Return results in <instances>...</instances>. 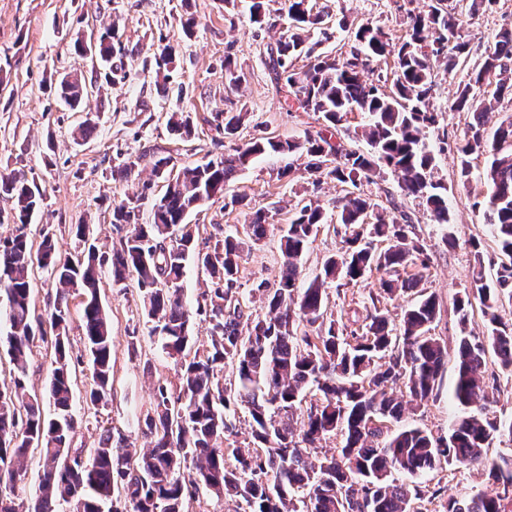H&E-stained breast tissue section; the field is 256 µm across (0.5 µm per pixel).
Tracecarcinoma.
<instances>
[{"label":"carcinoma","instance_id":"carcinoma-1","mask_svg":"<svg viewBox=\"0 0 512 512\" xmlns=\"http://www.w3.org/2000/svg\"><path fill=\"white\" fill-rule=\"evenodd\" d=\"M496 0H431L426 11L407 13L406 38L395 43L366 22L355 32L357 46L344 57L314 54L303 33L318 29L333 36L312 13L310 0H285L288 26L272 49V70L285 101L304 112L322 115L324 127L307 132L304 140L251 139L216 160L169 169L171 158L152 155L151 175L167 181L165 192L153 197L154 183L113 208L112 223L129 227L111 254L90 245L83 262H71L45 231L38 249L27 233L42 193L21 170L0 171V196L13 203L15 232L0 238V288L7 294V353L16 368L13 386L0 391V484L8 488L23 476L28 448L39 449L43 474L35 503L0 493V512H185V503L203 487L237 504L234 512H425L440 491L410 486L398 478H415L445 464L478 465L485 489L441 504L439 512H512V452L489 459L484 449L495 440L512 446V418L497 420L485 413L498 390V373L512 375V323L503 321V302L512 303V116L492 136L485 125L488 112L512 103V30L499 32L485 47L482 63L458 87L451 112H468L472 121L463 137L440 140L439 152L452 150L460 177L468 179L471 156L487 157L484 202L488 227L499 262L495 280L485 278L478 245L470 287L457 299L459 323L466 326L470 309L479 305L485 321L483 336H461L454 354L431 334L439 313L437 297L421 288L428 254L412 224L393 197L387 205L354 189L378 176L385 165L399 178L402 195L421 200L433 224L448 229L447 189L434 180L436 153L426 143L427 130L439 124L430 105L435 64L453 72L468 56L463 14L476 15ZM116 25L99 33L98 58L106 77L123 71L124 48L114 42ZM309 62L297 69L293 60ZM393 57L392 89H379L381 79L369 77L372 57ZM60 98L72 109L86 94V81L66 75ZM363 116L361 135L372 152L364 154L335 140L337 126L352 110ZM241 113L226 112L216 130L235 134ZM168 126L180 138L192 135L190 116L169 115ZM288 154L305 161L318 183L326 178L349 188L336 200V223L344 228V250L324 262L322 270L299 288L302 257L320 229L328 226L318 204L299 201L280 238L283 262L279 288L259 284L266 313L255 315L228 284L238 282L243 241L231 233L213 248L197 249L192 235L180 232L189 212L226 195L238 172L262 155ZM151 203L152 220L140 222L141 208ZM267 213L252 207L249 239L261 242ZM383 241L380 249L375 243ZM45 259L55 282L49 318L56 367L49 387L54 416L43 415L39 398L28 392L25 364L40 320L31 313L33 255ZM194 257L210 278L196 308L183 300L182 282ZM114 282L132 277L144 292L150 335L163 350L182 360L181 386L173 393L162 382L154 386V414L144 420L150 447L132 459L113 453L112 433L100 438L75 474L66 464L75 433L71 413L74 381L70 372L67 326L70 302L82 291L81 328L93 366L89 402L107 401L112 390V326L100 305L97 288L104 265ZM380 273L370 293L365 316L338 320L328 316L329 285L350 284ZM418 300L395 322L384 300L409 293ZM196 316L208 323L210 348L189 356V324ZM453 356L452 397L461 414L448 426L447 437H434L414 426L394 427L409 411L438 399L448 356ZM231 364L233 379L219 372ZM496 369L488 371L489 366ZM243 406L250 416L251 441L224 447L237 437L234 419ZM329 436L340 437L330 455L314 456ZM192 460L194 475H181Z\"/></svg>","mask_w":512,"mask_h":512}]
</instances>
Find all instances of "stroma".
Instances as JSON below:
<instances>
[{
    "mask_svg": "<svg viewBox=\"0 0 512 512\" xmlns=\"http://www.w3.org/2000/svg\"><path fill=\"white\" fill-rule=\"evenodd\" d=\"M423 4L424 0H312L314 11L330 21L335 31L325 43L316 32L310 33L309 39L319 42L321 51L344 55L354 45V29L368 21L398 42L405 34L407 11L422 9ZM283 7L284 0H265L272 25L262 28L251 22L246 8L225 10L223 0H0V170H24L44 193L27 228L30 239L40 242L47 230L63 250L71 252L78 247L76 225L89 224L99 252H111L121 236L112 223L113 207L138 193L143 181L150 179L151 163L142 157L146 149L170 157L172 164L182 167L206 162L256 137L300 140L307 131L318 129L317 115L288 109L268 70V51L286 25ZM189 16L195 26L188 36L181 20ZM112 23L117 24L127 50L123 58L126 79L112 86L101 85L78 109L66 107L50 93V86L68 74L92 75L90 61L75 50L78 33ZM503 28H512V0H497L490 10L466 19L464 32L472 59H479L487 42ZM162 39L177 49L169 67L171 90L167 93L155 85L153 52ZM228 58L245 77L241 88L224 81ZM465 79L462 69L450 73L440 67L435 70L431 104L440 114V125L427 136L431 148L437 149L442 137H462L471 120L469 113L448 109L449 98ZM173 112L189 113L195 129L190 139H180L169 131L167 117ZM221 112L244 116L232 138L214 129V117ZM89 116L95 129L86 139L75 138L79 123ZM123 159L137 162V173L126 180L113 179L112 168ZM486 163L485 156H473L470 176L464 180L452 153L437 157L435 178L448 190L453 215L449 230L455 242L451 245L443 242L439 227L430 223L417 200L400 195L391 170L359 188L361 194L379 203L386 194H396L402 210L412 217L430 257L424 286L440 304L434 333L451 347L456 346L462 329L476 336L484 331L480 309L471 310L465 328L456 311L457 299L470 286L476 257H483L489 275L499 262L485 210L479 204L485 190ZM231 189L267 208V236L259 244L245 240L241 207L225 205L220 198L191 212L187 222L201 250L227 231L244 238L239 295L260 314L264 308L255 298V289L261 283L272 290L279 286L280 237L297 203L312 199L328 210L344 190L329 179L314 183L302 162L279 155L256 158L238 174ZM475 240L481 243L477 252L471 247ZM98 297L112 324V396L96 407L86 402L93 367L80 329L82 298L74 296L67 330L75 371L72 414L78 423L73 445L96 447L108 429L123 435L125 452L133 454L149 444L140 422L153 411L154 385L161 381L178 390L181 364L149 336L143 294L134 279L116 283L111 271L103 270ZM55 334L51 324L44 322L26 369L28 390L42 398L48 416L53 413L46 396L54 357L50 340ZM454 380L453 371H446L441 397L408 414L407 423L437 437L447 435L458 412L451 396ZM420 481L443 488L448 498L484 487L479 472L461 465L440 466Z\"/></svg>",
    "mask_w": 512,
    "mask_h": 512,
    "instance_id": "stroma-1",
    "label": "stroma"
}]
</instances>
